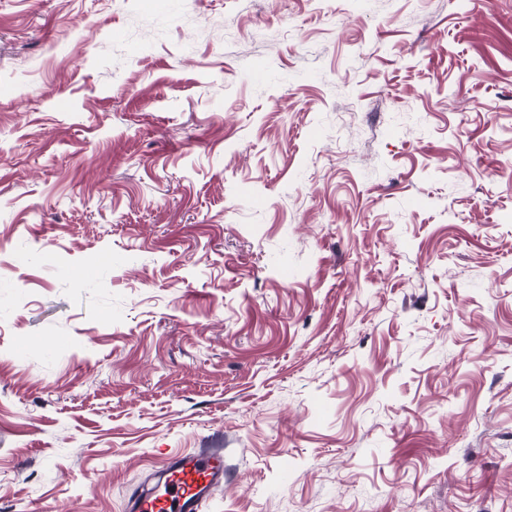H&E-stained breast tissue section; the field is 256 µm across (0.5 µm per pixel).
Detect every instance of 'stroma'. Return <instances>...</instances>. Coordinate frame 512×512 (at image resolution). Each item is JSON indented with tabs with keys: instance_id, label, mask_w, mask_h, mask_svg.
<instances>
[{
	"instance_id": "obj_1",
	"label": "stroma",
	"mask_w": 512,
	"mask_h": 512,
	"mask_svg": "<svg viewBox=\"0 0 512 512\" xmlns=\"http://www.w3.org/2000/svg\"><path fill=\"white\" fill-rule=\"evenodd\" d=\"M1 83L0 512H512V0H0ZM224 486V453L197 448L171 455L151 483L132 494L124 512H202Z\"/></svg>"
}]
</instances>
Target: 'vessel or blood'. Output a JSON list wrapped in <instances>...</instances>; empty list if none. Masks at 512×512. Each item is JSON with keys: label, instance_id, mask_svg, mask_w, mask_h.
<instances>
[{"label": "vessel or blood", "instance_id": "vessel-or-blood-1", "mask_svg": "<svg viewBox=\"0 0 512 512\" xmlns=\"http://www.w3.org/2000/svg\"><path fill=\"white\" fill-rule=\"evenodd\" d=\"M224 485L222 451L199 448L171 455L151 483L132 494L124 512H203Z\"/></svg>", "mask_w": 512, "mask_h": 512}]
</instances>
